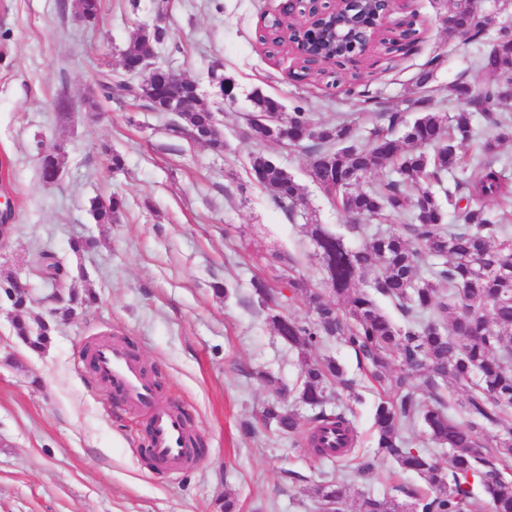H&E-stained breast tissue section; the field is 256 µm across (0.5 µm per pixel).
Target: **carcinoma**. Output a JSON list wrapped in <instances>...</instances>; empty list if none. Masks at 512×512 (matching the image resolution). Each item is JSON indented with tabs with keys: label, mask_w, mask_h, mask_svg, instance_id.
Returning <instances> with one entry per match:
<instances>
[{
	"label": "carcinoma",
	"mask_w": 512,
	"mask_h": 512,
	"mask_svg": "<svg viewBox=\"0 0 512 512\" xmlns=\"http://www.w3.org/2000/svg\"><path fill=\"white\" fill-rule=\"evenodd\" d=\"M446 5L456 17L446 28L448 39L466 34L479 44L475 64L492 77L482 87L463 79L450 84L448 97L457 105L452 116L431 111V100L419 98L404 110L370 113L372 127L363 136L347 113L325 125L307 106L297 105L285 118L279 99L256 94L247 119L246 138L306 149L311 182L352 221L350 228L369 233L366 245L355 248L345 235L312 225L315 253L334 302L304 283L294 261L284 278L252 283L268 311V325L289 347L341 343L381 390L373 411L374 457L363 458L357 473L369 472L376 458L389 459L428 487L420 492L395 486L408 504L384 494L363 495L358 512H512V467L504 463L512 458V179L497 152L501 142L512 140V99L502 93L512 82V31L493 38L461 0ZM99 86L108 100L132 92L112 73ZM407 110L418 113L410 123ZM477 118L491 134L480 153L470 154ZM182 124L194 141L224 149L222 138L212 134V113L185 112ZM37 151L45 180L59 157L42 140ZM248 165L253 183L268 190L279 209L291 217L306 209L304 188L287 169L261 152L250 154ZM472 169L478 170L474 178ZM410 185L418 187L416 194L407 191ZM489 201L499 207L495 219L486 212ZM123 205L113 194L108 208L92 200L90 213L97 224H114ZM12 278L6 274L0 288L21 310L30 297L15 290ZM283 285L307 301L309 320L288 315ZM377 294L395 303L404 325L381 310ZM13 330L32 351L51 342L52 327L45 320L34 330L17 319ZM448 380L465 396L459 416L442 392ZM335 386L348 389L351 381L336 359L326 357L303 361L300 380L289 391L314 411L297 447L336 463V475L325 477L315 492L330 512H343L350 482L342 462L355 452L358 435L344 408H329ZM262 418L284 434L298 432L296 413L278 402L268 404ZM418 422L432 444L448 449V467L413 435L403 434ZM485 430L495 431L492 450L480 449L477 435Z\"/></svg>",
	"instance_id": "obj_1"
}]
</instances>
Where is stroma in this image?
I'll list each match as a JSON object with an SVG mask.
<instances>
[{
	"mask_svg": "<svg viewBox=\"0 0 512 512\" xmlns=\"http://www.w3.org/2000/svg\"><path fill=\"white\" fill-rule=\"evenodd\" d=\"M159 2L102 0L98 21L88 24L75 0H0V166L13 226L0 243V274L14 272L31 297L20 311L0 301V512H224L228 498L236 512H321L313 488L331 464L260 419L272 397L264 374L294 385L301 360L270 330L251 281L274 276L275 253L297 257L310 287L322 274L303 218H288L250 179L254 145L241 133L252 96L278 98L288 112L308 102L318 121L331 123L337 113L364 111V89L383 108L427 93L450 113L451 83L479 86L487 77L474 65L476 45L447 37L440 0H399L393 17L413 18L414 46L373 50L341 67L361 76L353 96L322 75L293 80L295 56L264 49L260 30L282 0H169L157 61L198 84L223 134L217 153L179 133L173 113L90 95L101 73L118 70L137 30L153 23ZM437 54L429 90L417 88L414 75ZM215 65L235 82V102L212 82ZM60 99L65 109H57ZM40 140L63 148L56 182L40 176ZM106 145L122 155L123 169H108ZM262 150L305 187L313 221L343 232V216L308 177L310 155L278 143ZM113 193L125 199L118 223H95L91 200ZM78 238L97 245L74 253ZM224 281L233 286L226 298L213 291ZM89 291L96 303L57 323L45 351L15 336V317L48 318L71 293ZM107 338L151 370L160 405L183 412L203 443L199 465L172 472L143 458L144 414L78 363L86 345ZM326 355L354 382L338 399L351 410L358 455H369L378 393L349 348L308 352L312 360ZM248 423L254 432H245ZM398 483L425 486L416 473L377 460L353 479L344 512Z\"/></svg>",
	"mask_w": 512,
	"mask_h": 512,
	"instance_id": "1",
	"label": "stroma"
}]
</instances>
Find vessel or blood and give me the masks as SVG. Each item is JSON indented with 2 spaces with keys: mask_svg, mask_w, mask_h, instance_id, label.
Masks as SVG:
<instances>
[{
  "mask_svg": "<svg viewBox=\"0 0 512 512\" xmlns=\"http://www.w3.org/2000/svg\"><path fill=\"white\" fill-rule=\"evenodd\" d=\"M99 365L124 393L127 403L149 414L153 457L170 470L181 469L193 462L184 422L177 412L156 404L140 363L122 346L115 344L101 348Z\"/></svg>",
  "mask_w": 512,
  "mask_h": 512,
  "instance_id": "obj_1",
  "label": "vessel or blood"
}]
</instances>
